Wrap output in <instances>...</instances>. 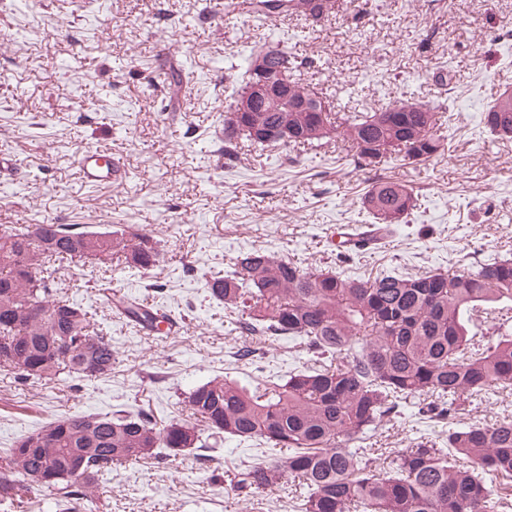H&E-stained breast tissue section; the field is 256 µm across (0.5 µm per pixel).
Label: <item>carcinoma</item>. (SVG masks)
I'll return each instance as SVG.
<instances>
[{"instance_id": "obj_1", "label": "carcinoma", "mask_w": 512, "mask_h": 512, "mask_svg": "<svg viewBox=\"0 0 512 512\" xmlns=\"http://www.w3.org/2000/svg\"><path fill=\"white\" fill-rule=\"evenodd\" d=\"M258 17L321 22L333 0H249ZM275 66L290 76L288 100L272 99L236 114L233 102L252 81H231L224 123L238 122L224 139V158H237L239 139L272 133L286 124L292 143L339 138L358 163L387 158L427 161L444 154L436 107L412 99L380 112L339 114L310 84L291 78L307 60L284 47ZM484 123L512 138V94L493 99ZM408 184L377 180L362 197L374 220L363 233L372 243L394 236L414 207ZM91 259L148 271L164 261L149 233L126 240L78 230L76 224L0 225V372L22 381L98 378L112 373L111 337L80 305L58 297L63 260ZM211 295L229 310H242L241 332L267 340L293 335L314 362L271 381L242 384L214 378L186 396L189 414L158 427L141 411L59 417L17 440L0 455V501L23 509L21 493L56 491L59 512H77L112 468L177 457L195 447L203 428L214 437L255 440L274 458L240 473L257 496L294 481L300 512H505L508 498L486 476L512 487V419L463 423L469 407L512 388V259L493 258L424 274L382 271L362 278L340 270L310 269L265 251L242 252L231 270L208 281ZM116 311L144 329L158 317L142 300L114 296ZM417 401L418 415L450 419L448 448L422 440L393 449L379 466L369 448H352Z\"/></svg>"}]
</instances>
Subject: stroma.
<instances>
[{"label": "stroma", "mask_w": 512, "mask_h": 512, "mask_svg": "<svg viewBox=\"0 0 512 512\" xmlns=\"http://www.w3.org/2000/svg\"><path fill=\"white\" fill-rule=\"evenodd\" d=\"M226 0H0V224H77L124 236L150 230L165 260L142 272L65 264L60 297L81 303L112 339L110 375L17 388L0 374V452L63 415L152 411L181 416L183 398L214 378L242 383L306 364L299 340L241 336L240 313L210 297L207 280L240 251L264 249L308 268L332 266L334 234L361 222L379 179L410 185L416 206L390 243L354 255L362 276L512 255V139L487 132L488 102L512 90V0H336L332 21L255 18ZM288 37L338 112H373L413 97L443 103L444 155L356 167L352 152L242 142L224 159L225 77L252 46ZM450 63L453 79L438 78ZM190 77L172 90L165 64ZM111 149L123 184L89 187L75 171L88 148ZM146 300L178 320L150 335L119 315L110 292ZM250 349L239 358L241 349ZM445 423L411 414L378 430L375 448H409ZM265 446L207 439L177 458L113 469L79 512H293L291 484L271 497L236 490L240 471L268 462ZM276 510H269L268 502Z\"/></svg>", "instance_id": "stroma-1"}]
</instances>
